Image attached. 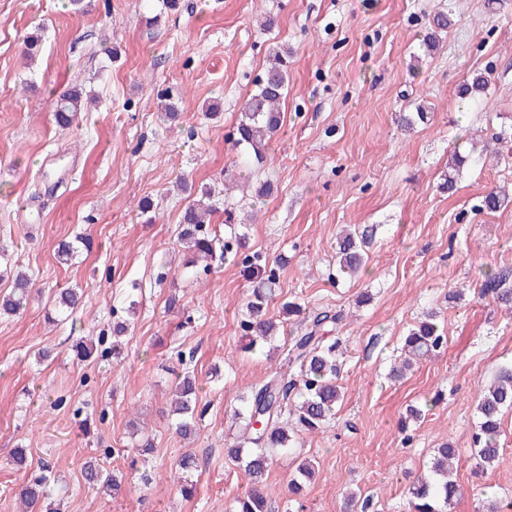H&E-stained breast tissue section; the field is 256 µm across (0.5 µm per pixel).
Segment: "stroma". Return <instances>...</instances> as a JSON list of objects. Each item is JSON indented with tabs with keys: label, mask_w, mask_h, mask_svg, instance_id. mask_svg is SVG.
I'll return each instance as SVG.
<instances>
[{
	"label": "stroma",
	"mask_w": 512,
	"mask_h": 512,
	"mask_svg": "<svg viewBox=\"0 0 512 512\" xmlns=\"http://www.w3.org/2000/svg\"><path fill=\"white\" fill-rule=\"evenodd\" d=\"M439 11L448 33L429 51L422 38ZM273 47L289 55L288 95L260 165L229 132ZM477 73L486 96L463 104ZM71 86L91 100L63 130L54 102ZM164 103L175 119L161 118ZM420 107L427 123L401 130L399 114ZM455 151L467 161L446 191ZM180 177L219 192L228 177L268 188L229 201L249 249L285 261L267 308L278 347L296 331L285 303L348 315L344 400L333 423L274 454L270 512H294L288 481L304 459L315 465L304 512H345L350 491L375 512H406L409 487L446 443L460 451L464 489L451 512L512 499V410L499 460L480 470L471 455L477 400L512 363V307L480 294L486 272L512 266V201L479 208L491 189L512 194V0H178L174 10L87 0L80 12L69 0H0V271L28 273L40 291L0 317V512H22L18 485L46 466L61 512H225L247 488L224 444L234 409L279 359L247 348L251 284L237 259L219 252L196 266L178 246ZM347 226L373 234L365 268L342 280L336 235ZM78 236V256L59 263L58 244ZM62 288L81 289L82 304L53 323ZM429 312L446 349L389 380ZM116 316L128 324L121 362L80 358L83 337L111 343ZM185 369L203 412L189 439L167 406ZM412 407L424 413L400 433ZM18 448L26 467L12 462ZM186 453L198 464L188 497L177 482ZM90 461L121 480L118 493L86 484Z\"/></svg>",
	"instance_id": "35a3bbf8"
}]
</instances>
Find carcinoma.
<instances>
[{"mask_svg": "<svg viewBox=\"0 0 512 512\" xmlns=\"http://www.w3.org/2000/svg\"><path fill=\"white\" fill-rule=\"evenodd\" d=\"M448 29V15L434 14L426 40L434 44L440 33ZM488 79L475 75L465 84L460 95L473 98L485 92ZM288 87V58L274 53V62L267 68L257 89L246 100L236 126V145L248 151L256 161L267 158L269 143L278 132L282 119L280 106ZM84 107V92L69 87L59 94L55 103V119L62 129L72 126ZM211 194L204 190L200 198L192 199L182 214L177 234L178 242L195 252L202 259L213 258L215 240L207 231L208 216L215 212L210 203ZM363 236L346 232L338 240L339 275H352L364 265ZM224 253L240 258L244 272L252 280L247 314L241 320L245 336L251 344L264 343L274 338L278 325L266 315L269 301L279 283V265L259 252H248L242 239L224 241ZM512 278V270L502 267L485 276L481 293H490L501 304H512V289L505 284ZM33 283L23 274H16L9 292L0 296V315L14 316L29 304ZM82 302V295L75 289L63 290L58 297V314L67 319ZM341 313L313 311L303 317V329L291 337L286 356L287 371L276 372L261 384L253 387L243 398V406L234 412V419L241 422V434L233 443L225 444L227 454L244 468L250 488L233 498L232 512H269L267 495L261 488L272 453L289 449L297 436L321 430L336 418V406L341 400L338 379L346 348L340 337L334 335L343 321ZM446 345L445 331L428 313L405 337L400 362L393 366L390 377L400 380L413 365L439 355ZM196 376L186 371L175 378L172 416L176 433L187 437L197 433L196 415L198 400ZM512 409V365L503 366L494 375L477 404L478 425L472 435L474 457L478 465H492L500 456V417ZM455 449L445 445L437 449L429 473L417 478L409 488V512H445L463 495V488L449 479ZM195 460L183 456L179 468L185 472L181 492L187 494L193 487L189 479L195 470ZM311 462L305 460L296 468L288 481L291 494L297 495L313 476ZM84 479L106 491L118 490V483L110 474H103L95 465L84 469ZM52 494L51 478L45 474L34 475L17 491L23 504L29 508Z\"/></svg>", "mask_w": 512, "mask_h": 512, "instance_id": "cac0c4a2", "label": "carcinoma"}]
</instances>
